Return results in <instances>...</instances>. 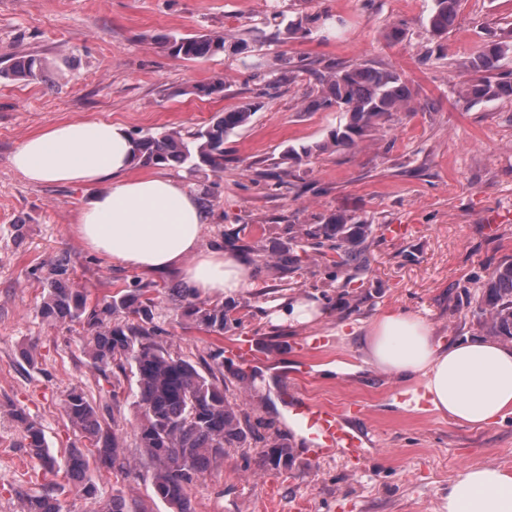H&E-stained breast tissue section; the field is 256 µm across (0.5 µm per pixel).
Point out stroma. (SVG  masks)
<instances>
[{
	"label": "stroma",
	"instance_id": "35a3bbf8",
	"mask_svg": "<svg viewBox=\"0 0 512 512\" xmlns=\"http://www.w3.org/2000/svg\"><path fill=\"white\" fill-rule=\"evenodd\" d=\"M434 0H0V70L34 55L44 80L0 79V512H19V493L53 486L70 512H97L100 500L76 495L65 471L47 477L8 414L23 409L44 430L49 451L66 461L85 442L61 409L82 390L102 423L113 425L138 476L90 466L101 498L170 512L151 484L152 464L138 446L135 379L106 382L84 352L88 333L55 325L38 306L51 261L66 256L70 286L89 300L154 286L156 340L198 367L215 365L228 342L256 337L267 360L243 375L224 363L227 397L249 427L189 490L192 512H445L448 485L465 468L512 470V415L484 428L454 425L437 412L401 402L402 384L374 370L327 379L324 363L361 364L365 334L378 316L404 310L428 323L441 344L487 337L476 301L500 263L512 260V99L469 101L457 90L461 64L485 43H512V0H461L454 27L434 37L425 27ZM330 16L286 38L287 20ZM401 26L404 39L385 34ZM223 33L248 42L186 61L162 48L170 35ZM295 65L293 79L270 86L273 71ZM366 63L402 73L411 109L382 118L352 150H331L349 120L312 109L314 71ZM223 76V92L198 86ZM244 102L250 122L224 142V171L133 166L161 173L209 196L202 245L244 257L251 289L226 299L232 320L217 335L181 317L176 274L139 271L90 252L76 233L90 187L36 184L13 170L20 143L53 124L93 119L119 123L131 137L177 129L188 135ZM309 150L301 162L288 148ZM339 214L372 227L354 245L361 267L340 266L329 248H307L312 224ZM401 224L402 236L389 227ZM302 255L301 269L280 268L281 254ZM317 301L315 323L274 318L278 302ZM322 345L308 349L310 337ZM338 408L354 402L355 423L371 443L360 462L342 453L313 458L290 429L284 388ZM288 446V468L265 461L272 443Z\"/></svg>",
	"mask_w": 512,
	"mask_h": 512
}]
</instances>
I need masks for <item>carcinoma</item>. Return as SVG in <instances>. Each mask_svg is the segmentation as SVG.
Listing matches in <instances>:
<instances>
[{
    "mask_svg": "<svg viewBox=\"0 0 512 512\" xmlns=\"http://www.w3.org/2000/svg\"><path fill=\"white\" fill-rule=\"evenodd\" d=\"M460 0H434L428 19L433 36L448 33L458 17ZM245 41H230L222 34L172 37L164 42L170 55L183 60H200L241 48ZM512 52L506 43H487L465 63L471 74L460 89L468 100L512 99V80L498 73L500 61ZM21 74L32 79L43 78L40 59L31 55L12 58L0 77ZM320 95L310 101L312 108L334 107L350 116L349 122L333 135L331 146L350 150L358 146L378 124L393 112L407 111L412 101L408 80L399 72L366 64L336 66L319 76ZM251 103H243L224 113L217 121L199 128L184 138L178 131H163L135 139V159L142 166L189 165L192 170L224 171V141L234 130L246 125L254 113ZM371 230L369 224H356L353 218L339 214L330 224H316L307 238L320 248L334 242L336 264L349 265L357 260L353 244L358 236ZM67 259L58 257L49 269L47 288L39 313L52 323H77L89 331L88 353L92 364L104 376L112 369L134 368L135 404L142 412L138 426L139 447L153 464L152 486L155 497L166 502L172 512H191L188 489L212 465L224 460L225 450L238 444L245 434L242 423L226 396L224 381L217 373L222 366L203 374L189 359L173 356L153 340L155 298L150 286H138L119 297L105 296L88 302L84 292L63 283ZM484 311L489 314V332L512 340V261L501 263L484 285ZM182 315L197 327L217 334L224 333L229 320L224 302L190 301ZM122 317L125 323L114 324ZM62 409L71 424L94 448L99 466L131 472L134 467L122 456L118 437L103 424L96 407L80 390H70L62 401ZM11 416L22 428L27 447L31 448L44 474L59 469L57 458L45 446L41 427L30 420L22 409L11 410ZM268 461L276 468H288L291 451L272 444ZM67 474L77 495L91 498L97 486L88 475V462L80 453L70 456ZM22 512H71L48 488L39 496L18 493Z\"/></svg>",
    "mask_w": 512,
    "mask_h": 512,
    "instance_id": "carcinoma-1",
    "label": "carcinoma"
}]
</instances>
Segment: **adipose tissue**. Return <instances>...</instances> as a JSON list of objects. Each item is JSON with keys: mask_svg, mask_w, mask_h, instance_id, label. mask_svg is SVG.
I'll list each match as a JSON object with an SVG mask.
<instances>
[{"mask_svg": "<svg viewBox=\"0 0 512 512\" xmlns=\"http://www.w3.org/2000/svg\"><path fill=\"white\" fill-rule=\"evenodd\" d=\"M136 145L126 128L100 120L57 123L27 137L10 158L34 183L111 179L79 219L88 250L147 272L178 271L196 294L231 297L250 289L245 262L222 249H202L209 212L177 180L131 176ZM366 362L398 381L421 380L434 411L456 425L483 428L512 414V347L489 339L436 340L433 329L403 311L370 326ZM447 512H512V472L465 469L448 487Z\"/></svg>", "mask_w": 512, "mask_h": 512, "instance_id": "1", "label": "adipose tissue"}]
</instances>
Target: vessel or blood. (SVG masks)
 Returning a JSON list of instances; mask_svg holds the SVG:
<instances>
[{
  "label": "vessel or blood",
  "mask_w": 512,
  "mask_h": 512,
  "mask_svg": "<svg viewBox=\"0 0 512 512\" xmlns=\"http://www.w3.org/2000/svg\"><path fill=\"white\" fill-rule=\"evenodd\" d=\"M226 353L247 368L263 358L252 336L230 342ZM283 401L292 424L304 434L311 455L321 456L337 449L357 459L365 455L367 434L353 428L347 416L335 407L315 403L293 388L284 390Z\"/></svg>",
  "instance_id": "vessel-or-blood-1"
}]
</instances>
